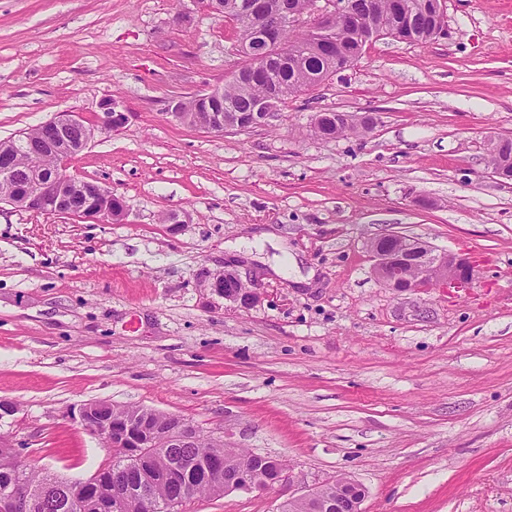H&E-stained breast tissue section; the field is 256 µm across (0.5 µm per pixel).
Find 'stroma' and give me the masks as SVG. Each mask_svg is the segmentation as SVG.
Returning a JSON list of instances; mask_svg holds the SVG:
<instances>
[{
  "instance_id": "35a3bbf8",
  "label": "stroma",
  "mask_w": 512,
  "mask_h": 512,
  "mask_svg": "<svg viewBox=\"0 0 512 512\" xmlns=\"http://www.w3.org/2000/svg\"><path fill=\"white\" fill-rule=\"evenodd\" d=\"M447 24L373 39L271 125L218 134L166 106L242 65L235 22L194 0H0V142L108 96L129 114L67 163L125 197L122 222L0 203V437L22 462L94 476L110 454L71 414L105 401L292 470L182 512H276L339 475L364 512H512V181L485 149L512 134V0H447ZM324 111L377 124L324 139ZM390 232L467 258V287L385 288L369 244ZM232 264L264 287L250 308L201 284Z\"/></svg>"
}]
</instances>
